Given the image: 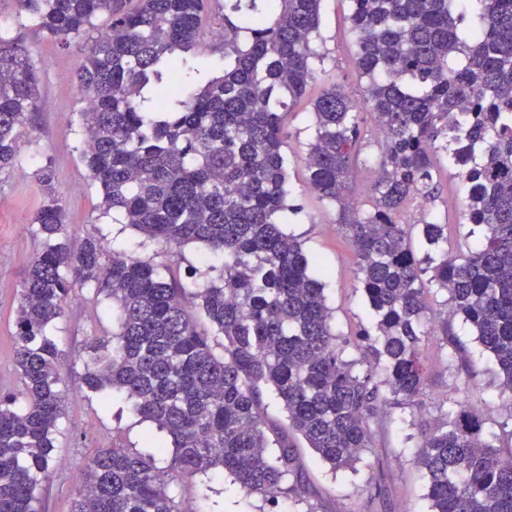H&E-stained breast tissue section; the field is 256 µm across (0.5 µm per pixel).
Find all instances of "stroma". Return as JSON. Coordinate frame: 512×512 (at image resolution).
<instances>
[{
	"mask_svg": "<svg viewBox=\"0 0 512 512\" xmlns=\"http://www.w3.org/2000/svg\"><path fill=\"white\" fill-rule=\"evenodd\" d=\"M348 13L347 0H323L321 4L318 48L326 57L305 97L285 119L283 149L289 160L292 202L299 209L288 229L301 238L305 251L324 269L326 301L333 310L336 332L347 342L349 357L357 359L361 353L354 345V335L360 326L372 324L373 313L358 290L357 257L334 222V210L307 189L302 162L314 133V98L335 84L354 95L367 84L354 63L357 47ZM27 37L40 73V110L34 125L19 133L17 166L0 170V391L17 384L13 336L18 294L29 264L44 245L36 225L30 222L42 199L33 177L40 167L48 164L53 169L72 242L91 234L105 235L112 249L158 264L167 276L189 286L203 281L206 270L202 261L205 246L190 244L164 253L137 230L102 216L97 207L99 190L80 155L83 135L77 121L76 80L80 49L62 47L32 29ZM462 198L460 180L444 174L438 200L425 207L411 204L407 217L416 222L438 215L448 223L449 250L466 252L468 227L463 223ZM449 330L466 350L462 365H449L439 337L425 339L422 355L428 386L423 405L413 412L390 402L384 404L383 454L366 455L356 470L335 473L297 438L293 446L303 480L301 496L282 497L274 504L256 496L247 498L220 476L180 484L178 493L188 501L201 497L204 512H428L423 497L426 478L415 458L423 433L442 418L452 402L479 410L494 444L503 453L512 452V402L500 392L493 362L482 354L461 320H453ZM111 332V304L89 287L74 289L64 317L49 328L69 369L61 386L64 416L54 440L58 464L38 491L39 512H71L77 478L97 450L116 444L144 454L150 451L147 437L155 431L151 423L139 422L119 398L109 407H101L81 387L87 339Z\"/></svg>",
	"mask_w": 512,
	"mask_h": 512,
	"instance_id": "stroma-1",
	"label": "stroma"
}]
</instances>
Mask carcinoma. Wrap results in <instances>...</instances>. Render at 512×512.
<instances>
[{"instance_id": "cac0c4a2", "label": "carcinoma", "mask_w": 512, "mask_h": 512, "mask_svg": "<svg viewBox=\"0 0 512 512\" xmlns=\"http://www.w3.org/2000/svg\"><path fill=\"white\" fill-rule=\"evenodd\" d=\"M321 2L224 0V68L211 76L189 58L206 57L200 29L213 0H15L18 14L62 46L96 33L77 64V117L103 213L163 252L201 244L219 263L190 290L102 235L73 244L53 171H38L43 201L31 223L45 245L17 308L20 388L0 394V512H38L37 491L56 465L66 366L47 327L76 288L112 303V335L88 341L81 384L105 403L125 396L172 449L152 441L170 454L165 467L131 448L99 449L71 512H184L174 483L218 473L248 496L299 495L302 485L289 483L299 477L293 450L264 417L265 389L322 462L355 469L374 448L387 396L419 407L425 337L442 334L448 361L460 357L450 318L470 326L512 397V0H348L368 83L359 98L335 84L315 100L304 164L307 188L336 210L359 259L375 317L356 333V347L376 360L364 369L338 343L311 272L317 263L282 228L296 211L284 118L323 60ZM38 84L25 29L0 27V169L18 163L17 128L33 124ZM367 114L383 134L374 169ZM449 167L465 187L468 235L480 240L450 253L448 225L426 218L419 257L403 215L412 202L436 200ZM358 170L374 176L366 200L350 193ZM427 282L446 293L438 326L428 320ZM213 334L223 337L222 355ZM417 463L430 512H512V453L485 438L467 405L454 403L425 433Z\"/></svg>"}]
</instances>
